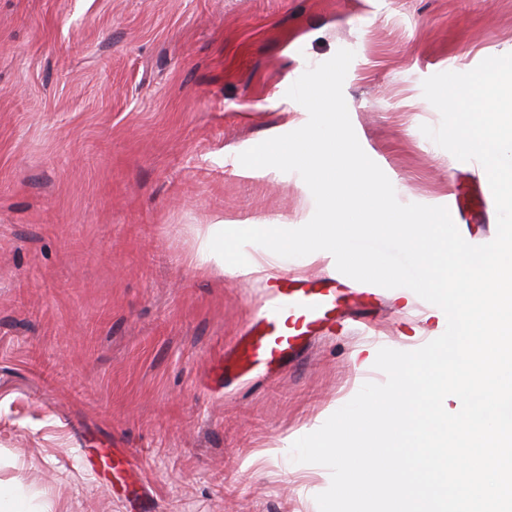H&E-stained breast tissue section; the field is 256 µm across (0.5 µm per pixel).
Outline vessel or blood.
Listing matches in <instances>:
<instances>
[{
    "label": "vessel or blood",
    "mask_w": 512,
    "mask_h": 512,
    "mask_svg": "<svg viewBox=\"0 0 512 512\" xmlns=\"http://www.w3.org/2000/svg\"><path fill=\"white\" fill-rule=\"evenodd\" d=\"M378 299L375 285L361 283L350 288L339 277L309 280L288 275L275 279L240 347L221 361L216 382L285 363L310 336L333 329L349 302L368 308Z\"/></svg>",
    "instance_id": "vessel-or-blood-1"
}]
</instances>
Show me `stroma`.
<instances>
[{
  "mask_svg": "<svg viewBox=\"0 0 512 512\" xmlns=\"http://www.w3.org/2000/svg\"><path fill=\"white\" fill-rule=\"evenodd\" d=\"M355 53L343 94L398 200L497 211L452 160L422 83L512 50V0H0V479L47 512H319L326 467L291 446L418 349L444 312L382 289L374 329L345 309L270 372L212 369L266 294L196 260L211 224L307 223L295 172L238 156L294 131L286 95Z\"/></svg>",
  "mask_w": 512,
  "mask_h": 512,
  "instance_id": "1",
  "label": "stroma"
}]
</instances>
